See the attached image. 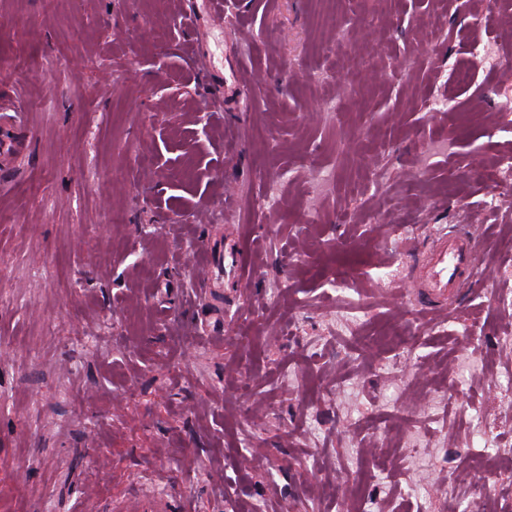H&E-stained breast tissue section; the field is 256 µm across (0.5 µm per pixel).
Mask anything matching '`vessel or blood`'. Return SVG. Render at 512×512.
Wrapping results in <instances>:
<instances>
[{"label": "vessel or blood", "mask_w": 512, "mask_h": 512, "mask_svg": "<svg viewBox=\"0 0 512 512\" xmlns=\"http://www.w3.org/2000/svg\"><path fill=\"white\" fill-rule=\"evenodd\" d=\"M19 126L17 113L0 112V177L4 179L12 178L19 167V157L9 136ZM477 248L475 232H439L418 254L410 271V284L423 314L438 317L446 313L470 277L477 261ZM116 508L118 512H171L168 500L157 491L123 498Z\"/></svg>", "instance_id": "obj_1"}]
</instances>
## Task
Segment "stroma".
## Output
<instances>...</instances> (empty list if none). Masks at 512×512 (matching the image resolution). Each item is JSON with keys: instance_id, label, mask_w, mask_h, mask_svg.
I'll return each mask as SVG.
<instances>
[{"instance_id": "1", "label": "stroma", "mask_w": 512, "mask_h": 512, "mask_svg": "<svg viewBox=\"0 0 512 512\" xmlns=\"http://www.w3.org/2000/svg\"><path fill=\"white\" fill-rule=\"evenodd\" d=\"M197 6L0 0V512H512V0ZM468 224L424 323L417 251ZM12 110L1 109L0 113V126H1V139H0V176L1 181L4 179L13 178L19 167V156L13 153L14 143L12 138L7 136L8 131H13L20 127L18 119V112ZM478 237L470 230L436 233L421 251L410 271L411 288L419 309L427 316H441L462 291L477 261ZM171 503L158 491L148 495L133 494L121 499L115 506V511L121 512H171Z\"/></svg>"}]
</instances>
